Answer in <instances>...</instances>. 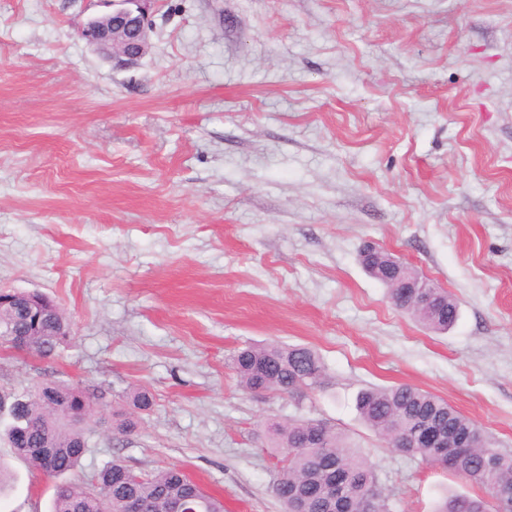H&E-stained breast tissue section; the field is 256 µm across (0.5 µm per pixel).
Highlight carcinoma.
<instances>
[{"label":"carcinoma","mask_w":512,"mask_h":512,"mask_svg":"<svg viewBox=\"0 0 512 512\" xmlns=\"http://www.w3.org/2000/svg\"><path fill=\"white\" fill-rule=\"evenodd\" d=\"M389 253L367 245L361 252L365 270L380 269L387 283L392 278L381 268ZM393 304L427 329L446 332L457 321V300L441 287L431 289L435 301L420 304L413 292L401 295L389 289ZM11 325L35 335L25 337V347L13 344V337L0 335V351L45 358L70 340L58 335L56 321L37 318L15 302L0 297V325ZM241 386L250 392L267 391L293 395L320 387L324 365L320 356L307 347L280 344L251 345L230 357ZM105 393H91L78 384L40 382L22 391L8 392L0 399V440L7 441L15 456L55 480L50 512H126L127 501L135 498L148 506V512H167L170 500H184L186 512H224V504L204 491L200 484L181 470L169 467L151 474H137L112 462L89 482L69 480L89 448L86 432L71 418L75 411L93 414ZM356 408L362 421L387 445L404 444L401 452L431 465L440 466L483 495L444 497L437 512H492L487 500L492 489H512V452L502 451L475 420L455 410L448 402L428 391L408 384L368 388L357 397ZM429 421L443 429L473 435V447L445 461L438 450L417 439L415 429ZM269 447L283 463L275 484V494L285 512H338L323 495L333 481L349 475L346 504L358 502L365 489H371V512H391L388 499L379 487L375 466L364 455L353 451L336 429L319 420L300 419L269 427ZM109 488L110 496L100 505L94 487Z\"/></svg>","instance_id":"cac0c4a2"}]
</instances>
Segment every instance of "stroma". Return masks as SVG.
Instances as JSON below:
<instances>
[{
  "instance_id": "35a3bbf8",
  "label": "stroma",
  "mask_w": 512,
  "mask_h": 512,
  "mask_svg": "<svg viewBox=\"0 0 512 512\" xmlns=\"http://www.w3.org/2000/svg\"><path fill=\"white\" fill-rule=\"evenodd\" d=\"M106 0H0V288L57 301L72 338L0 353V390L106 397L77 477L183 469L224 512H282L267 425L327 422L392 512L475 489L395 451L358 393L410 384L512 451V0H159L151 48L113 67L78 35ZM371 243L445 288L427 330ZM277 342L321 386L247 393L229 363ZM137 389V434L111 426ZM0 512H49L52 479L0 443ZM391 256H392L391 254H389L388 252H386L380 248H375V247H373V245H366L363 248L361 255H360L361 264H362L363 268L373 278L377 279L378 281L382 282L383 284H385L387 286L386 279H392L394 277V275H392V273H391V275L388 274L387 270L385 271V269H387V268H385V266H384V268H380V266L385 264L384 258L391 257ZM370 268H372V269L379 268V272H382L383 278L373 276L372 272L370 271Z\"/></svg>"
}]
</instances>
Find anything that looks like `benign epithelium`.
<instances>
[{"mask_svg":"<svg viewBox=\"0 0 512 512\" xmlns=\"http://www.w3.org/2000/svg\"><path fill=\"white\" fill-rule=\"evenodd\" d=\"M112 11L90 17L79 30V36L116 68L137 63L149 49V17L158 0H110ZM398 288H416L419 298L428 301L431 295L424 291L426 278L414 270L396 284Z\"/></svg>","mask_w":512,"mask_h":512,"instance_id":"obj_1","label":"benign epithelium"}]
</instances>
